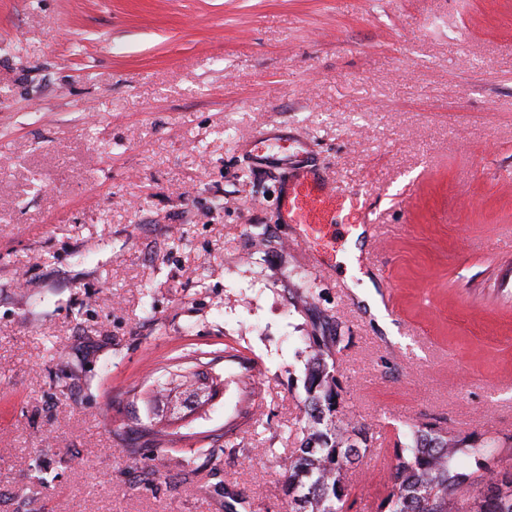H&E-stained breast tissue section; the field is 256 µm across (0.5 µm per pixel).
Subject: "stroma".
Listing matches in <instances>:
<instances>
[{
	"label": "stroma",
	"instance_id": "1",
	"mask_svg": "<svg viewBox=\"0 0 512 512\" xmlns=\"http://www.w3.org/2000/svg\"><path fill=\"white\" fill-rule=\"evenodd\" d=\"M337 324L345 420L512 434V0H0V512H287ZM179 368L222 391L129 430ZM324 190V184L319 183L317 194L313 192H302L296 190L288 194L285 202L288 214L294 224H311L310 217L320 211L325 203V199L321 197L319 192Z\"/></svg>",
	"mask_w": 512,
	"mask_h": 512
}]
</instances>
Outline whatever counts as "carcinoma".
I'll list each match as a JSON object with an SVG mask.
<instances>
[{
  "instance_id": "obj_1",
  "label": "carcinoma",
  "mask_w": 512,
  "mask_h": 512,
  "mask_svg": "<svg viewBox=\"0 0 512 512\" xmlns=\"http://www.w3.org/2000/svg\"><path fill=\"white\" fill-rule=\"evenodd\" d=\"M304 419L283 464L288 512H350L346 478L377 449L371 424L338 417L335 352L345 337L310 336ZM377 512H512V436L490 447L430 418L405 426L392 448Z\"/></svg>"
}]
</instances>
